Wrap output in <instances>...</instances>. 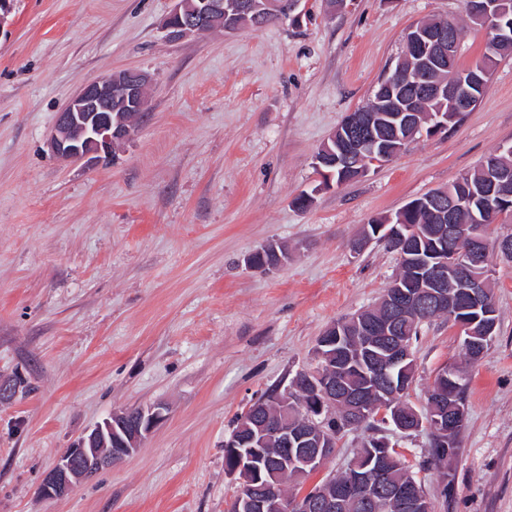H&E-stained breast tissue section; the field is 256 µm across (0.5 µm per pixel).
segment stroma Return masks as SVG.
Masks as SVG:
<instances>
[{"label": "stroma", "mask_w": 512, "mask_h": 512, "mask_svg": "<svg viewBox=\"0 0 512 512\" xmlns=\"http://www.w3.org/2000/svg\"><path fill=\"white\" fill-rule=\"evenodd\" d=\"M173 0H13L0 24V512H229L236 485L224 439L262 392L311 367L319 336L374 305L398 268L386 242L354 253L373 218L443 189L512 142V55L476 107L410 142L367 176L318 187L313 159L394 66L411 24L462 28L459 63L490 33L462 0H299L259 28L166 39ZM147 72L148 109L132 139L93 162L61 161L47 141L87 83ZM488 232L497 333L468 361L456 329L431 319L414 346L407 399L424 410L443 367L466 378L465 426L450 483L424 464L427 433L394 435L433 512H512V262ZM275 242L279 268L245 257ZM162 404L136 453L73 493L38 489L60 453L113 411ZM368 432L295 493L343 472Z\"/></svg>", "instance_id": "obj_1"}]
</instances>
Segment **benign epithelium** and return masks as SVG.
<instances>
[{
    "mask_svg": "<svg viewBox=\"0 0 512 512\" xmlns=\"http://www.w3.org/2000/svg\"><path fill=\"white\" fill-rule=\"evenodd\" d=\"M202 7L194 12L185 8V0H174V7L165 27L171 40L181 39L189 34L205 35L216 27L227 32L237 30L235 15L224 8V0H200ZM298 0H250L244 4L245 11L254 15L256 25L261 26L273 15L288 10ZM499 0H473L468 11L478 20L494 25L496 40L512 38L501 23ZM459 41L448 31V24L441 22L432 26L425 21L413 25L405 37V49L399 62L409 60V65L397 69L386 78L377 90L388 100L385 111L391 113L392 126L403 125L411 128L399 144L392 146L370 134L372 122L367 112L371 108H358L346 115L343 124L334 130L330 138L337 142L332 165L340 170L358 172L366 176L372 168L383 166L394 160L404 149L409 139L419 133L437 135L448 129L446 117L437 113L432 117L433 125L423 128L415 119L413 106L396 96L395 86L410 83L440 99L459 111L473 106L476 90L489 79L491 70L481 60L467 68V79H457L454 73L458 61ZM150 84L148 74L141 71L124 70L102 77L85 85L62 108L55 119L48 147L62 160H96L100 154L109 153L128 141L134 128L119 118L112 119L113 107H125L143 111L147 106L146 89ZM437 200L449 199L448 229L445 241L452 245L458 242V226L455 213L463 201L448 196L445 190L431 193ZM483 205L480 213L472 215L467 245L455 251L451 263L424 266L418 276V287H406L393 282L386 291L387 315L383 323L369 330L376 336V345L384 348L387 361L394 365L404 364L413 359L409 335L401 334V323L417 321L428 307L442 309L449 313V322L455 327L463 343L484 355L494 336L495 315L493 306L481 291V280L474 272L484 264L483 248L487 229L499 221L502 212L492 207L497 203L506 205L512 199V172L500 169L496 176L481 189ZM385 231L387 238L396 247L405 250L415 229L378 227ZM277 252L276 244L267 243L251 252L245 260L248 267L259 271H270L280 267L285 259L274 261L270 255ZM479 311L486 317L484 334L477 336L472 330L473 322L468 313ZM342 365L326 363L318 369L296 373L305 377L313 386V397L300 402L298 411L303 414L301 423L290 426L284 417L276 423H261L258 435L253 440L277 442L281 446L282 458L274 460L277 465H302L307 469H319L326 455H331V436L326 420L336 417V406L342 407V422L345 428L356 426L376 414L394 433L407 434L422 428L437 434L447 433L442 420L430 415L422 418L415 413L403 415L392 403L382 399L372 404L359 393L342 389L336 384L332 370ZM164 407L160 404L120 409L102 423L80 437L56 460L45 474L40 485V495L56 498L74 492L79 485L97 473L133 454L152 431L164 420ZM389 452L378 454L375 465L369 469L357 460L349 463L348 480L342 485L329 483L317 499L302 495L291 497L280 491L279 486L265 482L259 489L244 482L241 475L243 462L235 460L225 467L226 474L238 485L233 499L234 512H336V508L349 503L373 512H430L427 496L417 489L414 482L404 486L389 487L382 481Z\"/></svg>",
    "mask_w": 512,
    "mask_h": 512,
    "instance_id": "7a95c632",
    "label": "benign epithelium"
}]
</instances>
